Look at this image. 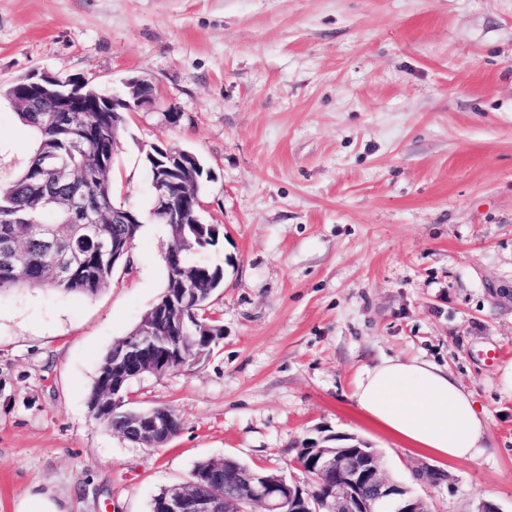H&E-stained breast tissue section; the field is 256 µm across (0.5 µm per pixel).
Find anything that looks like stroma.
Wrapping results in <instances>:
<instances>
[{
	"mask_svg": "<svg viewBox=\"0 0 512 512\" xmlns=\"http://www.w3.org/2000/svg\"><path fill=\"white\" fill-rule=\"evenodd\" d=\"M156 103L128 116L114 198L148 211L143 156L168 143L210 173L203 262L224 267V337L201 363L130 388L179 433L134 443L94 420L102 355L166 283L164 225L96 294H0V512H150L202 460L292 469L333 434L374 448L433 512H512V0H0V86L32 71ZM34 142L0 98V181ZM448 368L487 447L444 459L357 410L386 358ZM446 471L431 485L426 469Z\"/></svg>",
	"mask_w": 512,
	"mask_h": 512,
	"instance_id": "1",
	"label": "stroma"
}]
</instances>
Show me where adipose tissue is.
Here are the masks:
<instances>
[{"instance_id":"obj_1","label":"adipose tissue","mask_w":512,"mask_h":512,"mask_svg":"<svg viewBox=\"0 0 512 512\" xmlns=\"http://www.w3.org/2000/svg\"><path fill=\"white\" fill-rule=\"evenodd\" d=\"M353 400L399 441L463 459L484 447L487 418L460 382L432 362L387 358L365 371Z\"/></svg>"}]
</instances>
